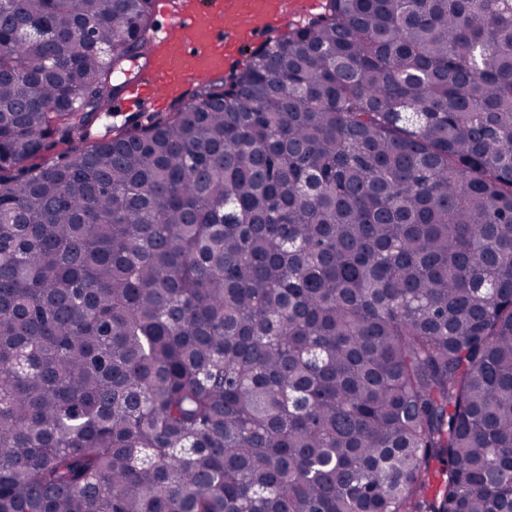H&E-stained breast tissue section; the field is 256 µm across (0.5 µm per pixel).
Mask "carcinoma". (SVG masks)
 Here are the masks:
<instances>
[{
  "instance_id": "cac0c4a2",
  "label": "carcinoma",
  "mask_w": 512,
  "mask_h": 512,
  "mask_svg": "<svg viewBox=\"0 0 512 512\" xmlns=\"http://www.w3.org/2000/svg\"><path fill=\"white\" fill-rule=\"evenodd\" d=\"M152 2L0 0V512H512V0L95 134Z\"/></svg>"
}]
</instances>
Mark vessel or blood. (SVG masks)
<instances>
[{
  "label": "vessel or blood",
  "instance_id": "1",
  "mask_svg": "<svg viewBox=\"0 0 512 512\" xmlns=\"http://www.w3.org/2000/svg\"><path fill=\"white\" fill-rule=\"evenodd\" d=\"M287 15L281 0H181L170 26L157 32L143 80L128 92L145 106L164 104L180 94L185 83L221 74L243 42L260 26L278 27Z\"/></svg>",
  "mask_w": 512,
  "mask_h": 512
}]
</instances>
